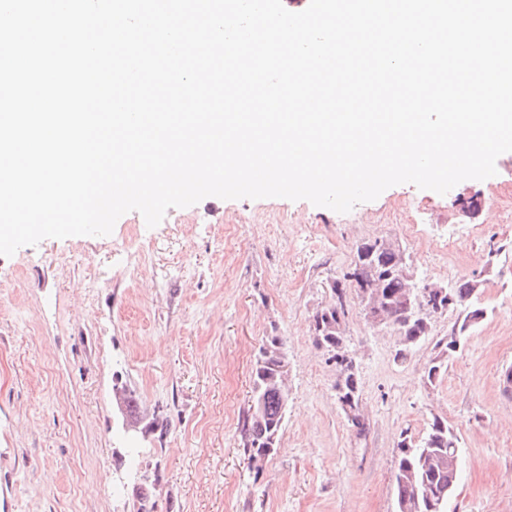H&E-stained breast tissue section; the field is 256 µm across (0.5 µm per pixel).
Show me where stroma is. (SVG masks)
<instances>
[{"label":"stroma","mask_w":512,"mask_h":512,"mask_svg":"<svg viewBox=\"0 0 512 512\" xmlns=\"http://www.w3.org/2000/svg\"><path fill=\"white\" fill-rule=\"evenodd\" d=\"M478 195L469 216L457 197ZM423 225L411 236L406 227ZM142 260L125 270L129 232ZM455 236L444 254L438 238ZM400 244L417 279H477L486 316L444 374L426 368L457 321L436 317L406 360L398 339L346 294L365 435L336 400V366L313 316L331 303L358 244ZM288 352V408L261 469L241 426L259 346ZM512 152L494 176L441 195L406 183L341 214L306 200H223L169 209L147 227L121 216L107 236L46 238L0 256V512H137L119 456L138 443L153 512H395L402 436L433 417L460 438L448 512H512ZM168 419L164 438H132L113 386Z\"/></svg>","instance_id":"1"}]
</instances>
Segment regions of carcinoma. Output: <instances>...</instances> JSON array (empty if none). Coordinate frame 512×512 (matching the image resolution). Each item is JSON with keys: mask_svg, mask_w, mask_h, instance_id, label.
<instances>
[{"mask_svg": "<svg viewBox=\"0 0 512 512\" xmlns=\"http://www.w3.org/2000/svg\"><path fill=\"white\" fill-rule=\"evenodd\" d=\"M407 263L402 252L379 253L372 251L370 242L356 247L350 264L354 288H371L382 282L380 305L394 320L406 321L412 316L413 305L401 289L408 282L397 273V267ZM479 290V281L464 280L446 289L442 298H435L439 306L450 304L449 310L458 312L456 327L448 335L440 354L433 358L428 368L427 380L434 381L445 363L457 353V343L466 333L480 323L485 309L473 304ZM334 302L313 316L316 344L327 353L341 349L349 354L351 349L344 334L336 330L337 315L346 314L345 289L333 288ZM288 360L283 343L276 336L266 339L251 371L250 403L254 410L247 411L241 427L243 451L254 465L269 457L279 442L288 404L285 381L274 369L278 360ZM336 399L360 403L358 370H347L343 379L336 382ZM400 450L395 472L397 512H447L448 501L461 476V462L448 464V457H460L459 438L448 421L435 417L429 423L425 436L418 442L406 437L398 443Z\"/></svg>", "mask_w": 512, "mask_h": 512, "instance_id": "1", "label": "carcinoma"}]
</instances>
